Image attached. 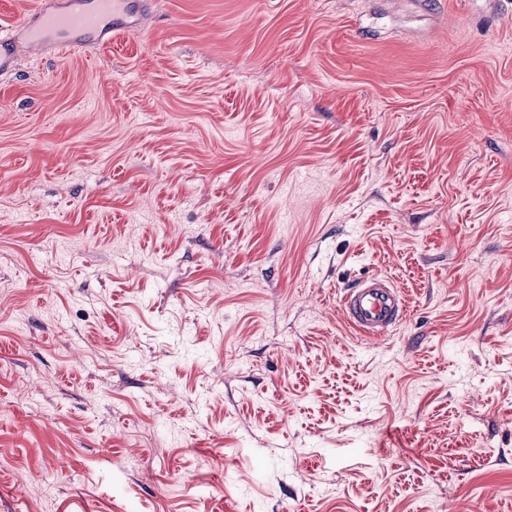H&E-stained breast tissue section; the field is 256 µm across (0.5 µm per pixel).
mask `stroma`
<instances>
[{"instance_id": "stroma-1", "label": "stroma", "mask_w": 512, "mask_h": 512, "mask_svg": "<svg viewBox=\"0 0 512 512\" xmlns=\"http://www.w3.org/2000/svg\"><path fill=\"white\" fill-rule=\"evenodd\" d=\"M116 23L0 73V512H512V0ZM341 308L347 322L365 337L385 336L405 318L406 302L385 277L360 279L344 290Z\"/></svg>"}]
</instances>
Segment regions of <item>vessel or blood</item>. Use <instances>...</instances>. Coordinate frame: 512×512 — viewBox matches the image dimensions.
I'll return each instance as SVG.
<instances>
[{
	"label": "vessel or blood",
	"instance_id": "b4317fda",
	"mask_svg": "<svg viewBox=\"0 0 512 512\" xmlns=\"http://www.w3.org/2000/svg\"><path fill=\"white\" fill-rule=\"evenodd\" d=\"M115 11V0H95L93 8L83 11L44 8L36 22L28 26V48L31 52H40L51 34L66 36L73 32L102 30L110 23ZM341 308L347 322L372 340L385 336L404 320L406 314V303L398 289L380 276L360 279L346 288Z\"/></svg>",
	"mask_w": 512,
	"mask_h": 512
}]
</instances>
